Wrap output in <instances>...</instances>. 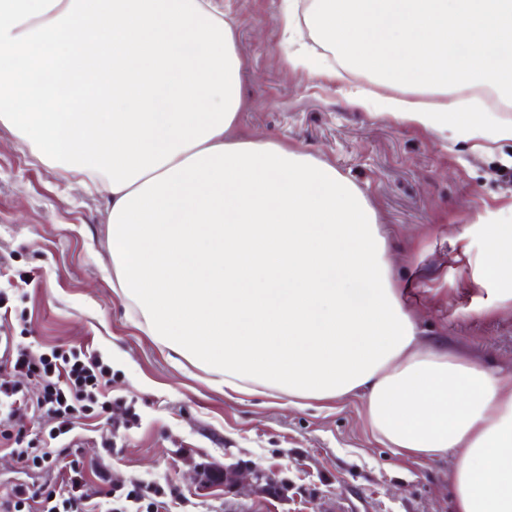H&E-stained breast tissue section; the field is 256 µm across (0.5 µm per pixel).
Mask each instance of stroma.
Instances as JSON below:
<instances>
[{"instance_id": "obj_1", "label": "stroma", "mask_w": 512, "mask_h": 512, "mask_svg": "<svg viewBox=\"0 0 512 512\" xmlns=\"http://www.w3.org/2000/svg\"><path fill=\"white\" fill-rule=\"evenodd\" d=\"M237 32L244 100L237 136L326 161L366 195L391 273L423 340L512 374V309L496 308L475 265L477 225L512 214V167L463 140L370 118L335 85L281 61L280 0H222ZM101 195L39 162L0 125V336L33 355L82 348L112 368L111 408L76 440L86 475L171 487L170 512H453L447 459L399 458L365 418L362 395L289 405L278 392L227 397L216 376L166 349L112 288ZM136 413L130 430L120 427ZM111 450H104V442ZM275 470L278 484L232 487L208 471Z\"/></svg>"}]
</instances>
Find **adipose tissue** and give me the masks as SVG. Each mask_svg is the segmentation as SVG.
I'll list each match as a JSON object with an SVG mask.
<instances>
[{
  "label": "adipose tissue",
  "mask_w": 512,
  "mask_h": 512,
  "mask_svg": "<svg viewBox=\"0 0 512 512\" xmlns=\"http://www.w3.org/2000/svg\"><path fill=\"white\" fill-rule=\"evenodd\" d=\"M329 57L290 69L370 116L512 144V0H281ZM407 98L377 97L343 69ZM242 60L216 0H0V124L107 203L118 285L167 349L220 377L326 401L364 392L398 456L452 461L455 512H512V375L421 343L363 192L336 168L240 138ZM482 277L512 307V224H481Z\"/></svg>",
  "instance_id": "1"
}]
</instances>
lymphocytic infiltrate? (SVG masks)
<instances>
[{
    "instance_id": "obj_1",
    "label": "lymphocytic infiltrate",
    "mask_w": 512,
    "mask_h": 512,
    "mask_svg": "<svg viewBox=\"0 0 512 512\" xmlns=\"http://www.w3.org/2000/svg\"><path fill=\"white\" fill-rule=\"evenodd\" d=\"M7 345L1 358L15 372L37 378L40 388L31 395L0 381V446L27 467L42 470L69 453L82 419L110 408V401L102 397V387L111 370L102 359L77 348L57 346L36 358L17 338L8 339ZM24 403L51 416L53 425L48 432L26 440L11 431L15 408ZM166 496L163 485L155 481L96 492L73 465L66 482L49 483L34 491L15 487L0 499V512H162Z\"/></svg>"
}]
</instances>
